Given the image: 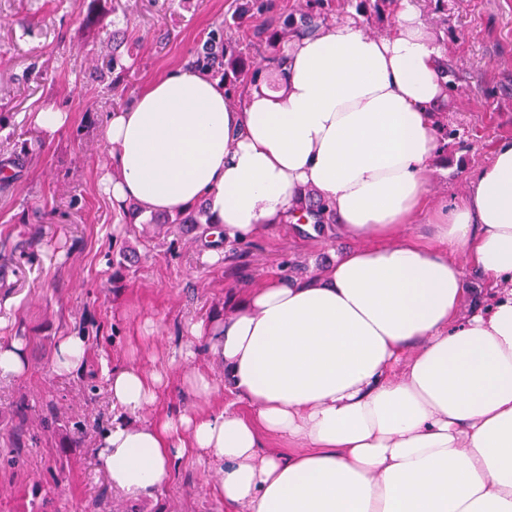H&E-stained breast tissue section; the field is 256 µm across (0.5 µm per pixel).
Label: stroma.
<instances>
[{
  "label": "stroma",
  "mask_w": 512,
  "mask_h": 512,
  "mask_svg": "<svg viewBox=\"0 0 512 512\" xmlns=\"http://www.w3.org/2000/svg\"><path fill=\"white\" fill-rule=\"evenodd\" d=\"M233 0H0V160L25 159L0 188V341L21 340L27 369L0 379V512H224L211 467L189 454L178 460L155 498L115 493L96 463V444L111 424L105 370L117 362L166 370L169 383L144 416L194 413L203 403L182 381L197 368L221 377L207 352L179 356L193 324L220 320L232 294L282 274L281 263L314 275L348 247L338 226L302 233L295 225L225 244L215 264L201 262L199 235L128 231L100 188L108 168L100 118L166 70L184 65ZM463 90L448 104L449 123L464 127L429 166L432 196L462 193L468 172L512 140V0H450L448 24L423 13ZM138 63L125 85L107 91L94 76L112 55V32ZM69 114L66 129L45 136L30 115L46 106ZM138 256L122 287L112 285V247ZM84 337L83 366L54 370L60 337ZM59 422L41 432L47 404ZM37 434L19 444V429Z\"/></svg>",
  "instance_id": "obj_1"
}]
</instances>
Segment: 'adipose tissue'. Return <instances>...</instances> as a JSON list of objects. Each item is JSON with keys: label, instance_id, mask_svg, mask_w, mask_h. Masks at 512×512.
Here are the masks:
<instances>
[{"label": "adipose tissue", "instance_id": "obj_1", "mask_svg": "<svg viewBox=\"0 0 512 512\" xmlns=\"http://www.w3.org/2000/svg\"><path fill=\"white\" fill-rule=\"evenodd\" d=\"M283 55L274 89L234 99L176 68L106 113L103 191L119 213L207 203L237 243L296 223L311 191L354 245L193 325L224 366L220 386L183 376L203 410L142 420L165 371L113 366L99 469L144 499L202 455L224 512H512V141L462 194L430 197L448 79L416 0L382 32L353 13ZM422 216L429 246L403 235ZM266 434L296 451L264 452Z\"/></svg>", "mask_w": 512, "mask_h": 512}]
</instances>
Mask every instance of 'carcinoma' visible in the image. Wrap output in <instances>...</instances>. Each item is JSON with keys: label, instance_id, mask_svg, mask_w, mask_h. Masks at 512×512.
Listing matches in <instances>:
<instances>
[{"label": "carcinoma", "instance_id": "obj_1", "mask_svg": "<svg viewBox=\"0 0 512 512\" xmlns=\"http://www.w3.org/2000/svg\"><path fill=\"white\" fill-rule=\"evenodd\" d=\"M396 0H302L294 11H276L274 0H238L232 14L224 22L209 32L207 41L196 49L188 66L208 70L212 76L220 78L231 92H236L249 83H254L261 74L253 51L266 46L274 51L288 43L294 33L311 34L318 24L331 20L344 9L354 6L359 11L368 8L377 15L392 16ZM428 9L436 15V22L448 25V0H425ZM137 63V59L125 60L112 54L107 71L99 74L100 81H109L117 87ZM437 128L442 146L448 141L463 136L460 126L448 124L444 115L437 117ZM139 212L133 207L124 216V223L131 228L142 224V231L150 229L160 231L166 226H175L179 230L194 232L203 224L212 223V215L207 205L200 203L195 207L174 215H152L137 220ZM133 263L131 250L122 246L112 257V287H122L123 280Z\"/></svg>", "mask_w": 512, "mask_h": 512}]
</instances>
